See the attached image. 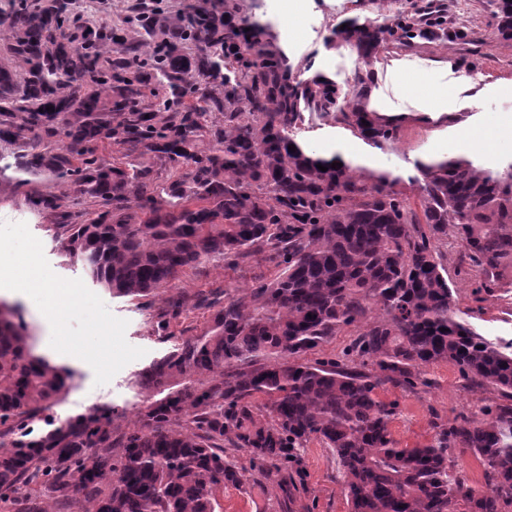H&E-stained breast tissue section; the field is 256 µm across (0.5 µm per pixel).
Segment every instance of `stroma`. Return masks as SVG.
<instances>
[{
    "mask_svg": "<svg viewBox=\"0 0 512 512\" xmlns=\"http://www.w3.org/2000/svg\"><path fill=\"white\" fill-rule=\"evenodd\" d=\"M444 3L447 43L429 39L394 45L366 66L355 50L328 42L344 20L366 15L363 0H300L293 12L284 8L282 0H246L252 17L287 43L291 72L298 79L322 74L345 94L359 71L367 77L369 91L405 108L444 88L456 96L459 110L441 128L404 120L399 138L376 150L379 166L404 179L415 175L416 161L429 157L462 156L490 167L512 158V130L506 125L512 117V40L498 35L486 0ZM436 59L449 61L447 73L431 70ZM44 196L54 197L56 208L37 206V199ZM97 210L96 203L52 179L24 185L0 179V296L17 304L36 354L73 374L71 389L49 410L53 420L62 422L93 408L112 407L127 426L142 400L133 384L135 375L166 348L153 335L151 321L167 299L178 296L188 306L173 320L172 331L185 329L193 335L209 318L208 312L195 307L200 292L248 288L253 274L270 273L273 265L258 255L244 270L232 271L216 259L187 271L153 298L139 303L117 298L94 284L79 262L65 256L52 231L62 218L79 224ZM444 252L449 285L465 319L489 339L512 340V279L476 291L457 274L461 254L457 242L449 241ZM35 273L64 295V303L55 311H47L41 293L32 288L30 277ZM427 376L431 385L425 390L410 393L387 385L379 392L383 400L398 403L390 429L400 447L428 444L433 420H458L478 406L501 400L493 387L472 384L445 363L430 366ZM304 465L306 488L297 498L295 512H349L329 449L311 442Z\"/></svg>",
    "mask_w": 512,
    "mask_h": 512,
    "instance_id": "35a3bbf8",
    "label": "stroma"
}]
</instances>
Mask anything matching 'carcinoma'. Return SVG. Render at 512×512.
Returning a JSON list of instances; mask_svg holds the SVG:
<instances>
[{
  "label": "carcinoma",
  "mask_w": 512,
  "mask_h": 512,
  "mask_svg": "<svg viewBox=\"0 0 512 512\" xmlns=\"http://www.w3.org/2000/svg\"><path fill=\"white\" fill-rule=\"evenodd\" d=\"M242 2L129 16L137 43L54 0H15L0 16V40L24 66L0 67V142L23 148L12 163L0 154V175L48 174L101 206L86 224L64 215L56 225L93 283L134 301L215 258L235 268L264 253L278 268L241 295L201 297L211 314L197 335L170 331L185 303L167 302L152 332L171 346L136 375L144 399L132 426L102 407L35 429L72 375L32 353L23 323L0 319V512H216L224 487L249 479L277 488L279 510L293 512L313 440L332 450L350 512H512V342L458 315L442 251L454 236L480 288L512 274V160H421L415 203L398 177L306 152L296 139L306 112L375 148L398 138L399 123L365 109L358 71L348 101L328 80L292 78ZM364 2L370 15L346 20L330 44L367 65L434 36L412 13L385 14L395 0ZM488 2L498 35L512 39V0ZM160 112L175 117L161 123ZM60 136L66 151H46L44 139ZM103 136L173 176L160 187L147 167L100 161ZM352 327L345 358H310ZM441 362L505 402L401 448L397 406L378 389L428 388L427 368ZM450 448L481 462L484 484L454 473Z\"/></svg>",
  "instance_id": "obj_1"
}]
</instances>
